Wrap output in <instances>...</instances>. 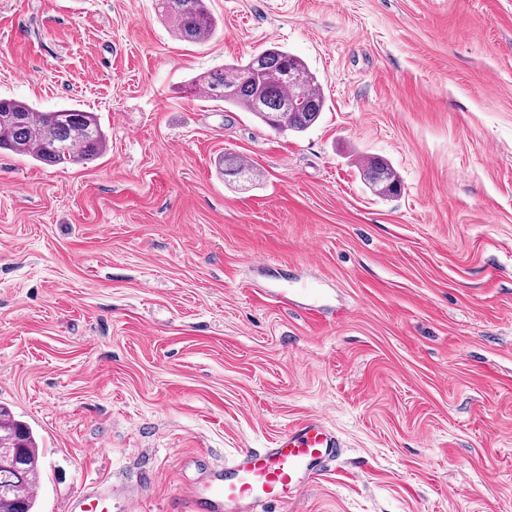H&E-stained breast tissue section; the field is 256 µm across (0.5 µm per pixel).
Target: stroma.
Segmentation results:
<instances>
[{"instance_id":"stroma-1","label":"stroma","mask_w":512,"mask_h":512,"mask_svg":"<svg viewBox=\"0 0 512 512\" xmlns=\"http://www.w3.org/2000/svg\"><path fill=\"white\" fill-rule=\"evenodd\" d=\"M207 6L192 44L156 0H0V99L107 134L87 164L0 150V404L37 512L102 479L137 494L110 512H177L308 417L338 456L267 512H512V0ZM275 43L325 95L306 133L186 95ZM258 176L256 169L238 157H224V178L230 177L239 182H252ZM360 163L363 180L372 192L379 197L396 195L401 191V182L395 169L386 161L367 157Z\"/></svg>"}]
</instances>
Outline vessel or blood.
I'll use <instances>...</instances> for the list:
<instances>
[{"label": "vessel or blood", "instance_id": "vessel-or-blood-1", "mask_svg": "<svg viewBox=\"0 0 512 512\" xmlns=\"http://www.w3.org/2000/svg\"><path fill=\"white\" fill-rule=\"evenodd\" d=\"M340 446L321 419L307 418L290 426L269 448H245L230 463L211 468L205 478L183 486L188 512H264L275 499L319 480ZM113 487L102 482L75 497L70 512H97L109 502Z\"/></svg>", "mask_w": 512, "mask_h": 512}]
</instances>
